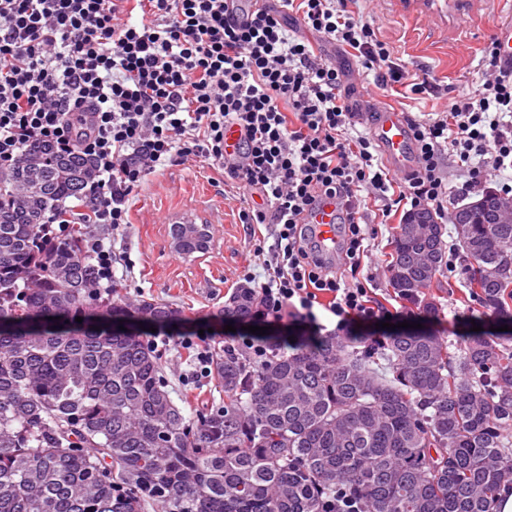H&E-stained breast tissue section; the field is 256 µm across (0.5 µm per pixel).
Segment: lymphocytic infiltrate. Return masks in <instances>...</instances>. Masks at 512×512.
Instances as JSON below:
<instances>
[{
    "mask_svg": "<svg viewBox=\"0 0 512 512\" xmlns=\"http://www.w3.org/2000/svg\"><path fill=\"white\" fill-rule=\"evenodd\" d=\"M358 0H266L238 21L234 0H0V170L35 144L82 154L94 165L83 187L85 212L44 222L47 241L85 226L84 254L96 284L111 289L123 262L94 226L124 230L129 197L165 166L199 160L235 185L245 224L273 239L265 282L250 320L320 334L319 310L351 333L385 319L360 277L369 248V200L392 210L389 191L411 209L448 215L450 168L462 193L497 181L512 198V63L486 51L481 87L446 98L435 117L413 118L418 168L397 175L380 166L363 116L351 101L350 74L316 54L315 41L355 51L380 86L429 92L428 76L397 63ZM242 140L225 152L228 130ZM344 215L342 240L325 261L301 219L321 198Z\"/></svg>",
    "mask_w": 512,
    "mask_h": 512,
    "instance_id": "1",
    "label": "lymphocytic infiltrate"
}]
</instances>
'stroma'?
Listing matches in <instances>:
<instances>
[{
    "label": "stroma",
    "instance_id": "obj_1",
    "mask_svg": "<svg viewBox=\"0 0 512 512\" xmlns=\"http://www.w3.org/2000/svg\"><path fill=\"white\" fill-rule=\"evenodd\" d=\"M359 10L373 18L379 39L393 48L409 72H425L434 79L436 93L417 96L402 85L376 88L373 75L358 73L351 51L319 43L316 52L330 54L338 65L355 71L358 103L421 118L438 111L444 95H471L479 89L484 50L493 39L496 21L512 18V0H449L435 24L425 18L422 0H361ZM211 175V170L189 161L150 176L132 193L131 222L116 243L117 250L126 251L132 260L120 278L127 299L172 304L182 320L170 328V335L199 337L210 347L244 338V330L226 331L217 316L243 286L245 274L263 273L251 225L241 223L238 203L225 201L223 186L215 185ZM180 211L207 220L212 240L206 250L189 256L175 250L168 216ZM371 217L374 233L362 272L370 277L374 300L397 308L402 301L389 285L388 267L399 219L383 217L378 210ZM423 295L437 301V314L428 317L419 311L408 321L428 328L445 343L459 345L473 325L487 331L505 322L504 316L474 300L457 272L444 273L424 288ZM159 361L172 398L185 415L196 416L223 404L219 377H196L187 350L162 346Z\"/></svg>",
    "mask_w": 512,
    "mask_h": 512
}]
</instances>
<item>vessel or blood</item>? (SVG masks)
<instances>
[{"mask_svg": "<svg viewBox=\"0 0 512 512\" xmlns=\"http://www.w3.org/2000/svg\"><path fill=\"white\" fill-rule=\"evenodd\" d=\"M369 129L377 148L389 165L400 172L413 171L416 166V146L412 132L402 114L384 110L371 114ZM314 235L326 254H334L339 241V226L331 207H324L313 223Z\"/></svg>", "mask_w": 512, "mask_h": 512, "instance_id": "b4317fda", "label": "vessel or blood"}]
</instances>
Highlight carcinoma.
I'll return each instance as SVG.
<instances>
[{"label": "carcinoma", "mask_w": 512, "mask_h": 512, "mask_svg": "<svg viewBox=\"0 0 512 512\" xmlns=\"http://www.w3.org/2000/svg\"><path fill=\"white\" fill-rule=\"evenodd\" d=\"M90 162L43 145L0 184V512H497L512 487V347L474 334L450 351L424 330L356 347L292 336L252 366L213 347L224 406L195 419L175 404L140 330L180 320L167 303L94 292L80 234L48 244L41 220L83 196ZM400 224L389 283L421 297L448 269L443 225ZM199 224H176L184 255ZM462 276L483 307L512 299V224L476 214ZM258 302L239 288L223 318ZM82 318V322L75 318Z\"/></svg>", "instance_id": "cac0c4a2"}]
</instances>
